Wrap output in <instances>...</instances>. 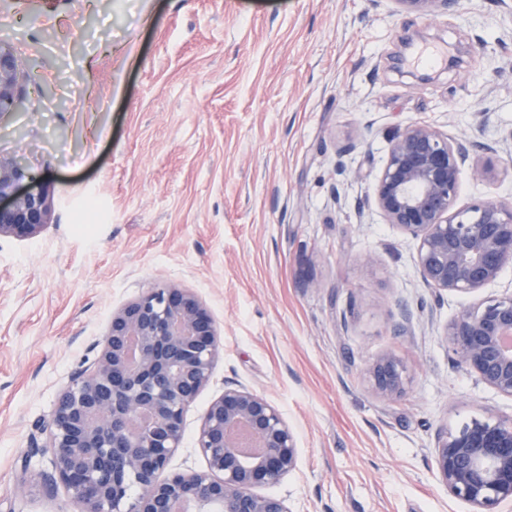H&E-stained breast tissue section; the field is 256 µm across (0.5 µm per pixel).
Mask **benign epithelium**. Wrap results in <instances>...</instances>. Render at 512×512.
Instances as JSON below:
<instances>
[{
  "instance_id": "1",
  "label": "benign epithelium",
  "mask_w": 512,
  "mask_h": 512,
  "mask_svg": "<svg viewBox=\"0 0 512 512\" xmlns=\"http://www.w3.org/2000/svg\"><path fill=\"white\" fill-rule=\"evenodd\" d=\"M426 18L456 0H392ZM21 60L0 46V114L16 106ZM475 144L451 140L425 123L399 130L377 179L375 201L387 223L418 242L422 281L438 291L470 293L512 263V203L488 198L455 208L459 180ZM46 188L19 156L0 155V237H34L48 224ZM457 362L512 397V295L463 309L446 329ZM219 350L215 322L199 298L168 283L113 311L101 349L57 395L48 421L47 486L63 485L83 512H289L257 489L297 464L294 434L278 406L242 385L224 387L209 405L196 447L207 467L165 477L183 438V414L209 383ZM381 398L401 397L407 369L394 355L367 368ZM438 479L472 512L512 503V419L474 418L436 434ZM139 488L131 499L128 489Z\"/></svg>"
}]
</instances>
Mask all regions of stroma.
<instances>
[{
  "instance_id": "obj_1",
  "label": "stroma",
  "mask_w": 512,
  "mask_h": 512,
  "mask_svg": "<svg viewBox=\"0 0 512 512\" xmlns=\"http://www.w3.org/2000/svg\"><path fill=\"white\" fill-rule=\"evenodd\" d=\"M0 41L23 62L0 154L24 157L51 203L39 235L0 237V512H81L43 485L50 455L33 437L113 310L161 283L199 297L220 344L168 471L205 469L196 432L237 383L296 435V469L267 488L290 512H471L436 476L435 435L512 418V397L458 367L445 332L512 294V265L476 292L429 288L374 191L392 137L425 121L479 144L458 206L512 202V13L0 0ZM425 43L460 64L410 66ZM386 353L410 373L394 401L365 375Z\"/></svg>"
}]
</instances>
